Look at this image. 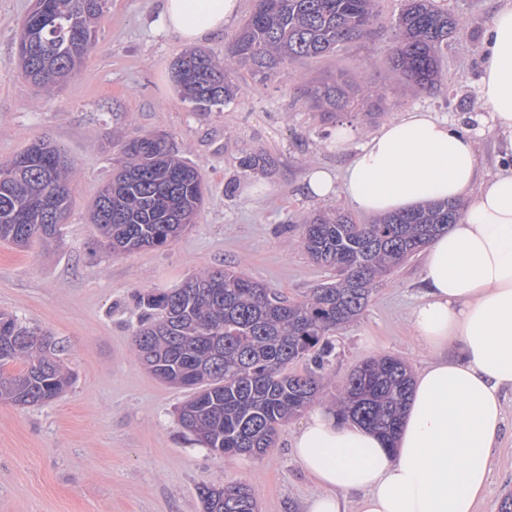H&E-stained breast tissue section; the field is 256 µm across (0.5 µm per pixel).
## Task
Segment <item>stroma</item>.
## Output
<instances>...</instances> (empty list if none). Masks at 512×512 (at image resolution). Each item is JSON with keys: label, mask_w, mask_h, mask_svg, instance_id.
I'll return each instance as SVG.
<instances>
[{"label": "stroma", "mask_w": 512, "mask_h": 512, "mask_svg": "<svg viewBox=\"0 0 512 512\" xmlns=\"http://www.w3.org/2000/svg\"><path fill=\"white\" fill-rule=\"evenodd\" d=\"M435 3L466 27L443 45L442 80L434 89L399 87L389 58L403 2L379 0V22L363 39L263 82L238 68L233 101L200 112L173 80L172 64L186 46L155 26L160 0H105L94 52L75 78L49 91L18 75V37L31 0H0V161L46 139L73 162V205L58 242L21 249L0 241V311L51 333L72 376L51 403H0V512H203L199 487L237 483L248 486L257 512H302L316 487L291 453L301 419L280 427L263 457L212 455L178 421L183 389L156 379L133 355L137 297L225 266L291 299L333 280L334 271L301 246L302 219L340 211L356 223L369 221L342 196L319 201L302 192L310 167L341 172L347 155L333 145L337 127L348 128L357 145L412 109L451 120L486 112L476 87L497 0ZM340 71L386 94L380 119L355 109L325 122L309 109L301 98L306 86ZM155 132L203 175V208L166 246L109 254L97 245L89 206L111 178L123 143ZM476 149L482 168L497 170L512 160V134L486 128ZM253 153L269 154L272 166L242 171L239 159ZM421 262L416 255L397 267L363 313L333 335L322 406L368 358L394 355L415 372L428 361L408 319L420 295ZM504 402L505 431L479 512H500L512 494L511 391Z\"/></svg>", "instance_id": "obj_1"}]
</instances>
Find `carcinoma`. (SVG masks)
Returning <instances> with one entry per match:
<instances>
[{"label": "carcinoma", "mask_w": 512, "mask_h": 512, "mask_svg": "<svg viewBox=\"0 0 512 512\" xmlns=\"http://www.w3.org/2000/svg\"><path fill=\"white\" fill-rule=\"evenodd\" d=\"M379 17L377 0H262L234 37L231 54L262 80L293 61L327 56L363 37ZM104 0H33L17 54L22 76L48 87L76 75L96 47ZM461 27L459 18L433 0H406L395 30L390 68L407 85L430 89L439 80L438 53ZM184 98L201 112L231 102L238 86L229 67L204 50L173 65ZM312 109L333 121L367 108L380 115L383 96L362 94L353 77L321 80L307 90ZM36 164L29 146L0 162V240L26 247L60 235L71 206V163L56 146ZM124 159L92 204L99 246L110 253L159 248L176 239L201 209L203 176L153 134L123 146ZM273 163L264 153L239 159L245 171ZM459 206L439 201L357 224L347 214H314L302 225L301 243L315 262L336 270V279L290 300L223 268L187 278L169 292L140 295L146 315L134 337L137 359L157 379L190 391L178 420L215 456L261 457L275 444L280 426L310 407L334 347L329 340L359 316L375 279L407 261L458 218ZM311 358L315 371L288 374L286 366ZM22 363L18 370L11 369ZM71 383L50 334L0 311V403L42 405ZM412 376L399 358L368 359L345 381L336 414L388 441L394 439L409 399ZM203 512H256L241 484L204 485Z\"/></svg>", "instance_id": "cac0c4a2"}]
</instances>
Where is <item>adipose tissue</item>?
Listing matches in <instances>:
<instances>
[{
    "label": "adipose tissue",
    "mask_w": 512,
    "mask_h": 512,
    "mask_svg": "<svg viewBox=\"0 0 512 512\" xmlns=\"http://www.w3.org/2000/svg\"><path fill=\"white\" fill-rule=\"evenodd\" d=\"M242 0H161L159 24L184 43L223 33ZM477 125L512 131V0L494 13ZM304 191L342 194L362 213L387 216L467 198L424 254L423 300L410 313L432 358L419 371L394 443L313 409L292 448L321 491L304 512H476L492 478V452L512 391V168L482 172L474 134L414 109L353 147L341 178L310 168ZM453 356H445L447 347Z\"/></svg>",
    "instance_id": "obj_1"
}]
</instances>
